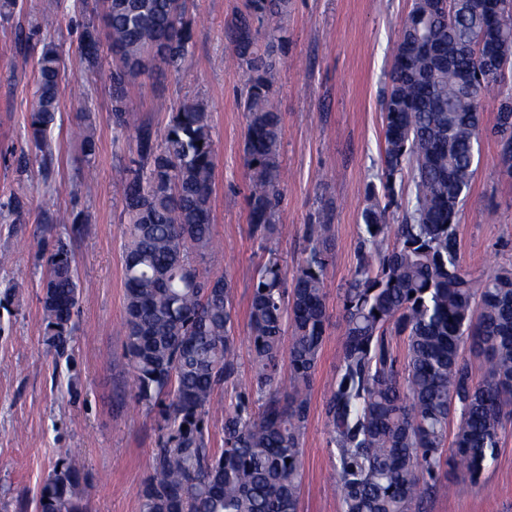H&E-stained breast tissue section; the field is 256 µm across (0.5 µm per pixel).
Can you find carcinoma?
I'll return each instance as SVG.
<instances>
[{
  "mask_svg": "<svg viewBox=\"0 0 512 512\" xmlns=\"http://www.w3.org/2000/svg\"><path fill=\"white\" fill-rule=\"evenodd\" d=\"M499 0H452L441 9L417 0L404 21L384 97L387 203L371 194L362 213L358 263L343 295L345 330L324 413L335 448V488L344 512H418L447 495L448 468L472 486L496 458L512 424V268L474 277L461 264L459 207L470 194L483 135L485 56L512 58V14ZM112 55V122L126 130L127 87L150 62L177 69L189 53L186 0H101ZM289 0H246L230 22L231 52L246 69L241 96L251 233L267 244L279 233L282 121L272 92L273 54L288 43L278 19ZM266 25V48L257 43ZM83 59L97 62L95 25L82 32ZM62 61L39 58L31 140L52 155L47 132L59 112ZM512 94L491 132L503 171L512 175ZM138 160L122 188L125 354L135 398L165 403L166 436L154 450L141 512H298L302 439L311 383L325 341V279L330 225L311 229L292 282L273 250L253 283L249 330L256 386L224 415V448L208 447L205 420L215 391L238 385L232 288L200 265L220 262L212 234L215 153L210 112L181 104L158 139L134 128ZM202 145H197V142ZM410 174L411 198L391 228L397 181ZM74 256L60 242L48 258L42 318L57 355L72 342L78 305ZM406 339L403 359L391 337ZM289 339L288 346L283 340ZM479 358L473 375L463 347ZM288 355L289 391L279 365ZM261 401L260 410L250 399ZM456 422L453 439L448 426ZM87 485L62 464L44 479L36 512H86Z\"/></svg>",
  "mask_w": 512,
  "mask_h": 512,
  "instance_id": "obj_1",
  "label": "carcinoma"
}]
</instances>
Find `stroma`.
<instances>
[{
    "mask_svg": "<svg viewBox=\"0 0 512 512\" xmlns=\"http://www.w3.org/2000/svg\"><path fill=\"white\" fill-rule=\"evenodd\" d=\"M245 0H188L192 47L180 68L162 63L128 89L135 123L163 137L174 108L199 101L212 115L213 237L219 269L234 290V345L251 378L248 309L258 267L277 253L286 274L302 258L309 225L331 222L328 326L303 436L299 512H342L330 493L335 457L324 416L325 387L343 337L342 293L357 262L359 226L384 150L382 105L394 48L413 0H291L288 45L277 55L273 91L283 135L279 221L284 233L262 249L248 223L246 118L239 93L247 76L229 64L231 18ZM94 0H5L0 5V512H35L49 472L72 458L84 473L89 512H139L154 449L165 434L159 410L138 404L124 347L123 259L126 218L119 184L136 157L128 132L112 124V52L88 68L80 34L101 24ZM53 46L64 72L50 136L52 162L31 142L38 60ZM88 107L92 158L73 129ZM460 249L475 273L512 267V177L495 139L483 135L469 197L459 214ZM75 260L78 311L69 357L54 360L42 323L47 258L55 241ZM422 512H512V426L479 486L459 485Z\"/></svg>",
    "mask_w": 512,
    "mask_h": 512,
    "instance_id": "1",
    "label": "stroma"
}]
</instances>
